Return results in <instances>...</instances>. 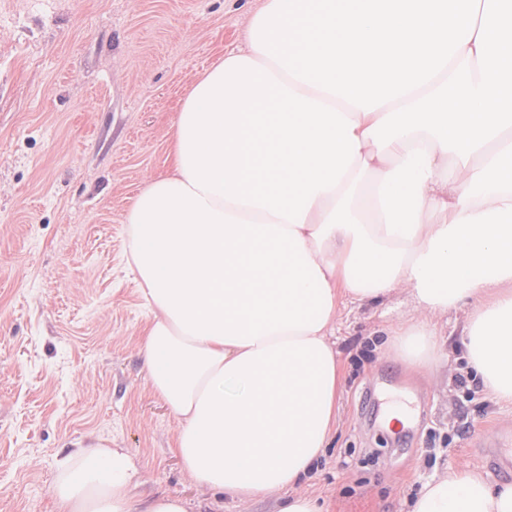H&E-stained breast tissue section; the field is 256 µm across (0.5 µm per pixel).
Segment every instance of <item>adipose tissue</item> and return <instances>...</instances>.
Here are the masks:
<instances>
[{
    "label": "adipose tissue",
    "mask_w": 512,
    "mask_h": 512,
    "mask_svg": "<svg viewBox=\"0 0 512 512\" xmlns=\"http://www.w3.org/2000/svg\"><path fill=\"white\" fill-rule=\"evenodd\" d=\"M126 222L144 365L200 486L324 512L297 487L336 431L346 299L408 289L394 351L416 369L436 316L464 310L469 370L512 404V0H266ZM135 474L82 445L52 491L64 512H188ZM408 512H512V482L452 469Z\"/></svg>",
    "instance_id": "ef3b65f1"
}]
</instances>
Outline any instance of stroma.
I'll use <instances>...</instances> for the list:
<instances>
[{
  "label": "stroma",
  "instance_id": "stroma-1",
  "mask_svg": "<svg viewBox=\"0 0 512 512\" xmlns=\"http://www.w3.org/2000/svg\"><path fill=\"white\" fill-rule=\"evenodd\" d=\"M263 0H0V512H58V461L77 444L126 448L134 492L189 512H278L198 487L178 422L140 351L148 312L124 267L127 213L172 166L178 110L198 76L246 48ZM408 291L342 307L336 432L301 492L327 512H407L448 468H487L480 434L512 437V405L466 373L463 311L439 317L448 352L411 372L388 347L415 317ZM407 404L410 426L382 418Z\"/></svg>",
  "mask_w": 512,
  "mask_h": 512
}]
</instances>
